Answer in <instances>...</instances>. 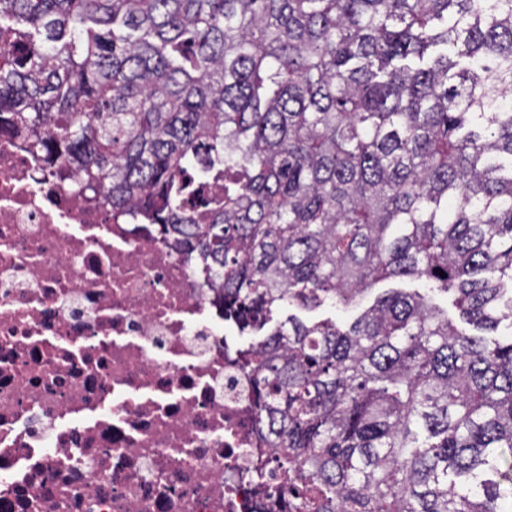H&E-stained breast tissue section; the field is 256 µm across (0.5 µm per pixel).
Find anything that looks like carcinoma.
Returning <instances> with one entry per match:
<instances>
[{
	"mask_svg": "<svg viewBox=\"0 0 512 512\" xmlns=\"http://www.w3.org/2000/svg\"><path fill=\"white\" fill-rule=\"evenodd\" d=\"M0 115L258 334L270 512H512V0H0ZM445 276H440V273ZM389 288H404V289H418L421 293H428L433 297V302L439 305L441 308L448 309V316L458 328L465 329L466 331L472 330V327L463 323L459 318V312L454 307V297L451 294H444L435 292H429L427 288H429L424 281L420 280H411V279H391L387 281H382L376 284L373 289L367 295L363 308L371 305L374 300L384 293ZM363 308H357L348 313L335 312L334 309L328 306H322L316 310L308 311L295 306H290L288 308V304L285 305L282 310V317H285L289 313L296 314L301 317L303 320L307 321H318L326 318H334L336 314L337 319H352L357 314H359Z\"/></svg>",
	"mask_w": 512,
	"mask_h": 512,
	"instance_id": "obj_1",
	"label": "carcinoma"
}]
</instances>
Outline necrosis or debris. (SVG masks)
Here are the masks:
<instances>
[{
    "instance_id": "1",
    "label": "necrosis or debris",
    "mask_w": 512,
    "mask_h": 512,
    "mask_svg": "<svg viewBox=\"0 0 512 512\" xmlns=\"http://www.w3.org/2000/svg\"><path fill=\"white\" fill-rule=\"evenodd\" d=\"M76 179L0 134V512H259L221 290Z\"/></svg>"
}]
</instances>
